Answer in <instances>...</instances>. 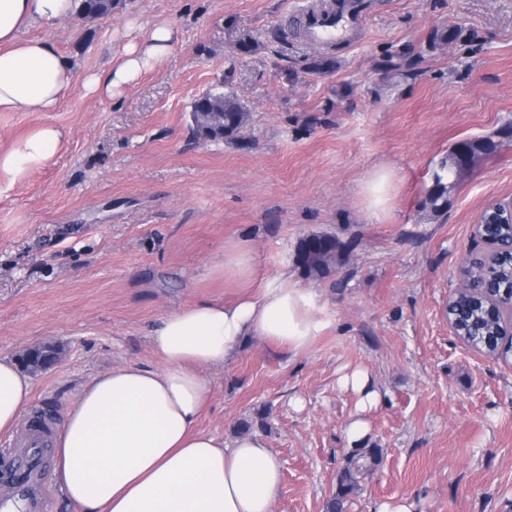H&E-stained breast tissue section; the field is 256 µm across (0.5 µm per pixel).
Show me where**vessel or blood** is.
Instances as JSON below:
<instances>
[{"mask_svg": "<svg viewBox=\"0 0 512 512\" xmlns=\"http://www.w3.org/2000/svg\"><path fill=\"white\" fill-rule=\"evenodd\" d=\"M357 13L318 16L311 28L315 43L344 41ZM55 427L41 416H29L12 445L0 449V512H49L48 467L43 444Z\"/></svg>", "mask_w": 512, "mask_h": 512, "instance_id": "b4317fda", "label": "vessel or blood"}]
</instances>
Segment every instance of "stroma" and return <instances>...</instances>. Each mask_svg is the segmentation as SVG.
Returning <instances> with one entry per match:
<instances>
[{
	"mask_svg": "<svg viewBox=\"0 0 512 512\" xmlns=\"http://www.w3.org/2000/svg\"><path fill=\"white\" fill-rule=\"evenodd\" d=\"M311 2L122 0L109 17L72 12L23 31L70 58L74 81L55 111L0 112V154L40 126L62 133L40 168L0 173V356L57 346L31 404L62 416L98 373L161 366L153 333L168 315L285 275L314 293L328 327L297 354L250 338L210 369L198 422L229 444L242 422L265 420L282 469L276 512H326L357 412L339 379L357 368L384 395L365 415V445L381 454L346 512L399 500L415 512H512V365L448 323L461 261L486 250L482 210L512 198V145L477 163L445 213L422 205L452 144L512 123V0H372L327 74L305 71L315 47L289 26ZM158 26L176 32L165 57L114 97L86 89ZM450 26L476 33L477 50L429 48ZM245 34L261 42L250 55L236 48ZM407 43L423 55L420 76L378 74ZM222 80L251 120L237 139L205 143L191 105ZM380 167L394 188L376 218L363 188ZM321 233L346 249L342 267L315 279L295 252ZM239 240L254 256L245 280L221 267Z\"/></svg>",
	"mask_w": 512,
	"mask_h": 512,
	"instance_id": "obj_1",
	"label": "stroma"
}]
</instances>
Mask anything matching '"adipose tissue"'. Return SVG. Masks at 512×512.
<instances>
[{
    "mask_svg": "<svg viewBox=\"0 0 512 512\" xmlns=\"http://www.w3.org/2000/svg\"><path fill=\"white\" fill-rule=\"evenodd\" d=\"M71 10L72 0H0V112L55 109L73 81V63L51 42L21 33ZM173 38L172 28H154L116 67L89 76L86 87L114 97L163 58ZM60 139L56 127L38 128L0 155V171L17 177L43 165ZM327 325L314 294L285 278L255 297L200 300L164 318L154 333L163 369L114 366L86 383L66 413L54 468L66 501L82 512H275L281 469L264 439L246 434L228 446L197 428L214 390L207 370L223 366L249 337L297 353ZM341 384L358 398L359 414L347 428L355 448L369 431L364 412L382 395L364 370ZM32 392L16 362L0 357V431L14 427Z\"/></svg>",
    "mask_w": 512,
    "mask_h": 512,
    "instance_id": "obj_1",
    "label": "adipose tissue"
}]
</instances>
